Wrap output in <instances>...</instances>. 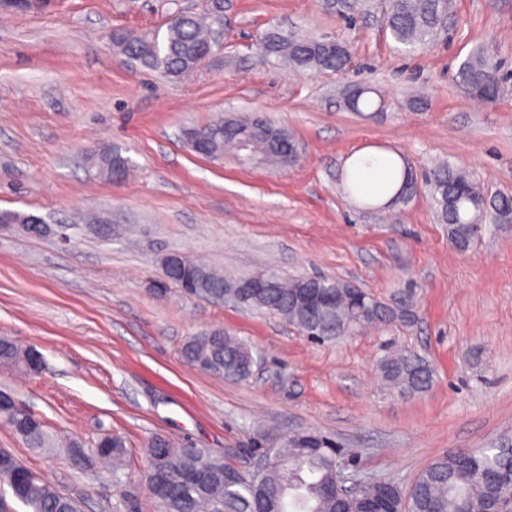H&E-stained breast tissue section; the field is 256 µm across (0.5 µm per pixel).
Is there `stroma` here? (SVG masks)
<instances>
[{
  "instance_id": "stroma-1",
  "label": "stroma",
  "mask_w": 512,
  "mask_h": 512,
  "mask_svg": "<svg viewBox=\"0 0 512 512\" xmlns=\"http://www.w3.org/2000/svg\"><path fill=\"white\" fill-rule=\"evenodd\" d=\"M209 0H53L44 12L0 10V211L39 217L46 233L0 227V337L36 349L44 366L0 368V389L42 418L60 444L124 437L129 464L32 454L6 427L0 448L80 500L83 512H157L143 480L145 442L160 434L240 469L283 436L317 430L355 451L347 472L410 487L435 458L512 440V223L487 225L457 249L426 177L466 170L491 197L512 196V0H453L447 33L408 54L386 30L389 0L354 21L321 0H224V45L185 80L129 59L117 32L165 37L177 10ZM276 29L332 39L349 69L294 71L258 63ZM484 47L502 91L476 100L461 63ZM384 98L381 111L342 102L350 84ZM425 105L413 107V98ZM257 116L292 134L293 165L196 154L184 132L227 116ZM118 150L125 179L93 163ZM399 154L417 178L404 205L375 209L348 194L355 153ZM107 214L105 239L83 221ZM172 251L228 274L272 270L328 276L399 307L396 320L324 344L280 316L160 294ZM221 328L259 355L250 378L228 381L185 364L198 332ZM423 358L430 389L401 395L382 380L389 350Z\"/></svg>"
}]
</instances>
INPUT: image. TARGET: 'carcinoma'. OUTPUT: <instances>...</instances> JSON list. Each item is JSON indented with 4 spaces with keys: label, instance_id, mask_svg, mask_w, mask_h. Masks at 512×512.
Wrapping results in <instances>:
<instances>
[{
    "label": "carcinoma",
    "instance_id": "obj_1",
    "mask_svg": "<svg viewBox=\"0 0 512 512\" xmlns=\"http://www.w3.org/2000/svg\"><path fill=\"white\" fill-rule=\"evenodd\" d=\"M365 0H322L325 11L351 21ZM450 13V0H391L387 28L393 41L406 52L435 42ZM209 39L207 17L185 13L170 24L164 40L134 34H117L114 44L129 58L142 65L162 70L172 78H182L202 65L201 48ZM259 58L275 59L297 70L341 72L350 62V51L342 45L329 48V41L317 38H290L270 31L261 38ZM460 82L479 93L486 101L497 99L501 78L488 52L479 48L460 66ZM375 89L367 85L348 87L343 92L347 107L362 112L376 107ZM239 117L192 127L185 131L188 143L194 136L212 139L224 149H237ZM94 164L112 178L127 171L128 160L118 152L97 156ZM431 197L440 220L448 225V236L461 249L473 238L472 228L487 222L512 220V198L485 199L479 186L466 173L441 166L428 179ZM417 192V183L408 168L401 169L400 185L392 203L405 204ZM212 288H200L197 296L214 299L224 294V272L207 264ZM278 288L264 311L294 323L303 334L320 341L338 340L366 325L408 319V305L393 309L361 288L328 277L336 290V310L312 318L295 304L299 285L305 278L276 276ZM183 361L227 380L250 377L248 357L251 348L235 336H208L199 333L181 347ZM0 367L23 373L39 369L33 350L22 348L8 338H0ZM383 379L400 394L427 391L433 382L432 368L414 354L395 353L379 365ZM0 424L8 427L32 452L52 456L58 451L56 439L44 422L23 410L8 392L0 393ZM279 459L266 471L247 475L241 469L210 455L203 448L177 446L163 435L153 436L146 449L148 467L145 482H162L155 501L160 512H496L505 505L512 486V444L497 448H469L459 454L434 459L417 476L409 500L405 492L389 480L374 478L362 496L353 501L336 490L338 463L344 449L317 431L297 433L278 449ZM94 454L121 468L128 455L118 436L99 440ZM8 481L13 496L24 501L30 512H80L77 500L50 484L12 452L0 448V477Z\"/></svg>",
    "mask_w": 512,
    "mask_h": 512
}]
</instances>
